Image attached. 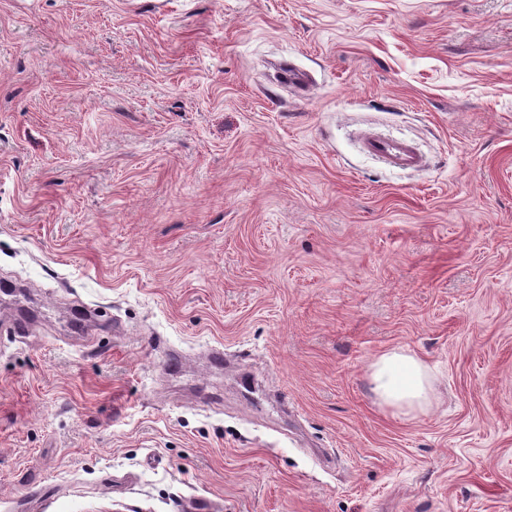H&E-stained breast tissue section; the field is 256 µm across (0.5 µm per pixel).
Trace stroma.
Returning <instances> with one entry per match:
<instances>
[{
  "label": "stroma",
  "mask_w": 512,
  "mask_h": 512,
  "mask_svg": "<svg viewBox=\"0 0 512 512\" xmlns=\"http://www.w3.org/2000/svg\"><path fill=\"white\" fill-rule=\"evenodd\" d=\"M200 500L512 512V0H0V512ZM368 153L381 158L384 162L402 169L421 168L425 160L418 149L409 141L367 135L361 142ZM373 391L390 406L409 411L427 410L434 398L427 366L410 354L388 352L372 364Z\"/></svg>",
  "instance_id": "stroma-1"
}]
</instances>
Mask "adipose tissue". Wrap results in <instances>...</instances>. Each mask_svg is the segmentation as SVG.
<instances>
[{
    "label": "adipose tissue",
    "instance_id": "ef3b65f1",
    "mask_svg": "<svg viewBox=\"0 0 512 512\" xmlns=\"http://www.w3.org/2000/svg\"><path fill=\"white\" fill-rule=\"evenodd\" d=\"M371 379L376 396L387 405L424 411L432 404L433 381L416 356L398 352L381 355L372 365Z\"/></svg>",
    "mask_w": 512,
    "mask_h": 512
}]
</instances>
